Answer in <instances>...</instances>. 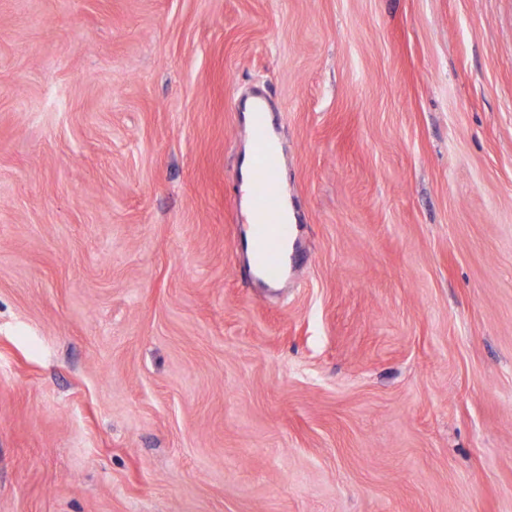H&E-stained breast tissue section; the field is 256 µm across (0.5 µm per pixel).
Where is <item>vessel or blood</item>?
<instances>
[{"mask_svg":"<svg viewBox=\"0 0 512 512\" xmlns=\"http://www.w3.org/2000/svg\"><path fill=\"white\" fill-rule=\"evenodd\" d=\"M245 110L244 126L252 152L246 170L251 218L244 235L252 243L255 272L266 284L275 285L287 272V246L293 227L286 218L288 199L281 186L276 134L265 96H254Z\"/></svg>","mask_w":512,"mask_h":512,"instance_id":"b4317fda","label":"vessel or blood"}]
</instances>
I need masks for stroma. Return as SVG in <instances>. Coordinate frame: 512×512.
<instances>
[{"instance_id": "35a3bbf8", "label": "stroma", "mask_w": 512, "mask_h": 512, "mask_svg": "<svg viewBox=\"0 0 512 512\" xmlns=\"http://www.w3.org/2000/svg\"><path fill=\"white\" fill-rule=\"evenodd\" d=\"M0 512H512V0H0ZM238 112H247L244 127L252 141L246 170L251 218L244 237L252 243L255 272L266 284L275 285L286 275L288 239L293 233L286 218L288 199L281 186L276 134L264 95L257 94Z\"/></svg>"}]
</instances>
